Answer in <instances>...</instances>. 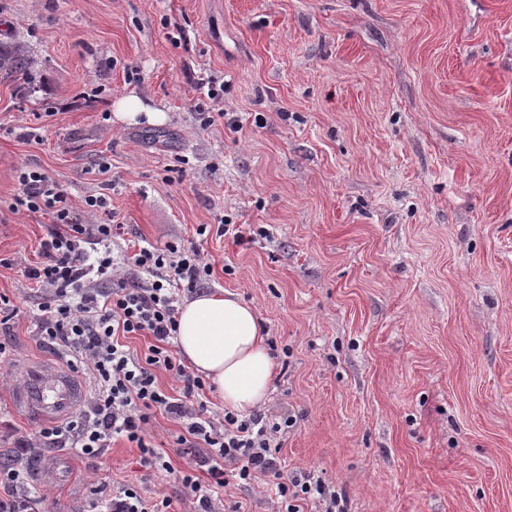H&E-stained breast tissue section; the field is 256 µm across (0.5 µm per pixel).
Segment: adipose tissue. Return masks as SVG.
Instances as JSON below:
<instances>
[{
  "instance_id": "ef3b65f1",
  "label": "adipose tissue",
  "mask_w": 512,
  "mask_h": 512,
  "mask_svg": "<svg viewBox=\"0 0 512 512\" xmlns=\"http://www.w3.org/2000/svg\"><path fill=\"white\" fill-rule=\"evenodd\" d=\"M175 342L189 366L218 388L226 409L248 415L263 408L274 360L249 304L230 293L195 294L179 309Z\"/></svg>"
}]
</instances>
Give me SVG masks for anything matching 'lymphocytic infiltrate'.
<instances>
[{
  "label": "lymphocytic infiltrate",
  "mask_w": 512,
  "mask_h": 512,
  "mask_svg": "<svg viewBox=\"0 0 512 512\" xmlns=\"http://www.w3.org/2000/svg\"><path fill=\"white\" fill-rule=\"evenodd\" d=\"M19 183L14 209L52 219L42 262L25 273L43 299L37 334L75 353L98 386L80 422L40 430L35 447L53 444L66 433L78 453L96 457L112 440L123 438L136 445L145 467L165 470L169 463L163 452L146 439L150 418L158 411L179 421L207 449L195 465L206 470L210 483L201 484L194 472L182 478L185 494L200 506L223 493L227 476L247 480L274 471L278 458L272 448L281 424L261 413L208 412L197 400L203 377L187 370L174 346L183 297L212 273L200 252L148 245L119 262L108 255L92 257L89 245L109 246L124 232L120 224L88 223V215L106 209L105 198L90 196L82 206H73L59 185L35 170L21 172ZM93 270L110 276L111 288H98L89 278ZM128 336L151 337L145 354L125 344ZM160 370L182 382L180 395L160 388Z\"/></svg>",
  "instance_id": "f902f5d3"
}]
</instances>
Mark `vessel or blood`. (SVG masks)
<instances>
[{"label":"vessel or blood","mask_w":512,"mask_h":512,"mask_svg":"<svg viewBox=\"0 0 512 512\" xmlns=\"http://www.w3.org/2000/svg\"><path fill=\"white\" fill-rule=\"evenodd\" d=\"M77 385L61 368L37 363L26 368L24 378L16 387L14 402L35 411L45 421L64 419L73 409Z\"/></svg>","instance_id":"obj_1"}]
</instances>
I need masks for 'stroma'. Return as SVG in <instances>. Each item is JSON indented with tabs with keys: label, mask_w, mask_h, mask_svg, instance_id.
Here are the masks:
<instances>
[{
	"label": "stroma",
	"mask_w": 512,
	"mask_h": 512,
	"mask_svg": "<svg viewBox=\"0 0 512 512\" xmlns=\"http://www.w3.org/2000/svg\"><path fill=\"white\" fill-rule=\"evenodd\" d=\"M0 454L25 463L30 512H86L132 485L185 496L182 427L154 414L170 457L145 469L57 440L12 394L26 365L95 381L36 334L50 215L11 211L44 172L74 205L102 196L112 246H198L265 321L277 362L265 415L292 418L281 467L231 479L210 512H276L307 473L349 512H512V0H0ZM224 119L205 125V83ZM134 96L163 123L116 120ZM108 211V212H109ZM250 227L252 242L196 233Z\"/></svg>",
	"instance_id": "obj_1"
}]
</instances>
